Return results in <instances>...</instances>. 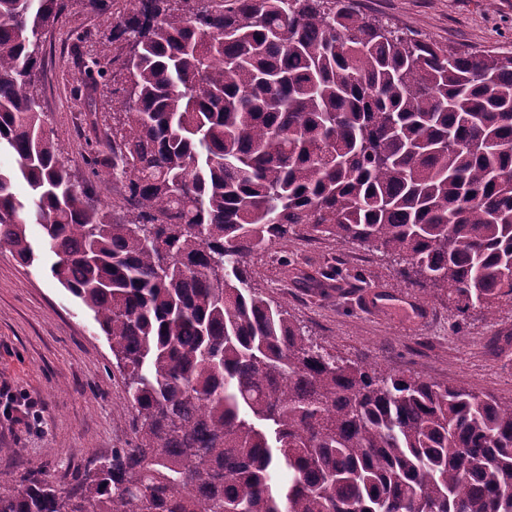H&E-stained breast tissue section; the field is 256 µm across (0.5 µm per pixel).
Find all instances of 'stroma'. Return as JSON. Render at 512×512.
<instances>
[{
	"instance_id": "stroma-1",
	"label": "stroma",
	"mask_w": 512,
	"mask_h": 512,
	"mask_svg": "<svg viewBox=\"0 0 512 512\" xmlns=\"http://www.w3.org/2000/svg\"><path fill=\"white\" fill-rule=\"evenodd\" d=\"M361 11L443 47L512 49V0H358ZM109 18V17H108ZM107 17L76 5L43 34L36 90L76 184L86 177L82 115L112 109L111 90L83 89L82 60L108 35ZM85 31L86 42L71 41ZM36 259L23 265L0 249V384L37 398L40 426L0 414V483L38 461L56 482L131 438L126 387L89 313L50 276L54 260L37 225ZM254 287L287 306L305 338L336 356L388 372L448 382L512 401V315L459 317L447 296L402 275L390 255L330 237L296 236L249 257Z\"/></svg>"
}]
</instances>
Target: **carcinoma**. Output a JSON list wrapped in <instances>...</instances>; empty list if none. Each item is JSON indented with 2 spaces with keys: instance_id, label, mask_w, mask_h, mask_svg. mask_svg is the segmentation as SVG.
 Returning <instances> with one entry per match:
<instances>
[{
  "instance_id": "1",
  "label": "carcinoma",
  "mask_w": 512,
  "mask_h": 512,
  "mask_svg": "<svg viewBox=\"0 0 512 512\" xmlns=\"http://www.w3.org/2000/svg\"><path fill=\"white\" fill-rule=\"evenodd\" d=\"M112 0H0V247L92 314L132 437L0 512H512V402L305 339L247 257L290 235L376 247L463 317L512 308V51L388 36L356 0H137L83 62L118 81L77 187L34 76L41 34ZM23 181L21 200L14 184ZM91 190L94 200H96L101 206L106 207L112 211V205L115 212H120L119 205L121 200V193L123 188L121 184L109 182H92Z\"/></svg>"
}]
</instances>
